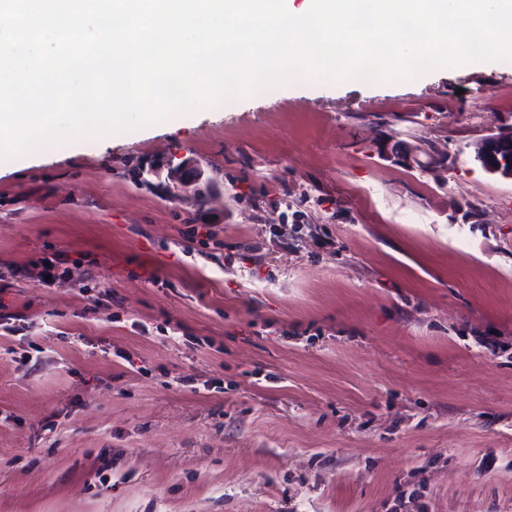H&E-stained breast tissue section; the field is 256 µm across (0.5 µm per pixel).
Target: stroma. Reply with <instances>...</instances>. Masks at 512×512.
Masks as SVG:
<instances>
[{"instance_id":"35a3bbf8","label":"stroma","mask_w":512,"mask_h":512,"mask_svg":"<svg viewBox=\"0 0 512 512\" xmlns=\"http://www.w3.org/2000/svg\"><path fill=\"white\" fill-rule=\"evenodd\" d=\"M511 126L500 60L0 161V512H512ZM474 158L488 174L512 181V127L498 129L477 142ZM380 147L386 158L394 159L408 168H414V165H420L419 156L421 154H427L433 166L444 169L447 167V155L431 146L424 147V144L407 145L402 150L397 151L393 149V147L389 148V144L386 140H383L380 142ZM168 177L177 188L187 185H200L203 172L190 158H184L176 165L169 164Z\"/></svg>"}]
</instances>
